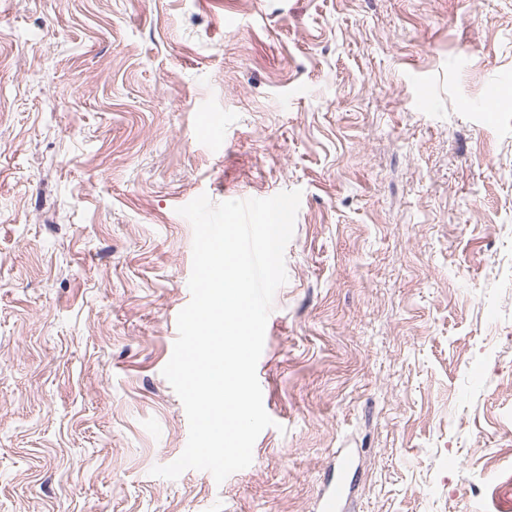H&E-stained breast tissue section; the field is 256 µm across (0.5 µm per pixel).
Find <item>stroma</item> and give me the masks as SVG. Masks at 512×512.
Wrapping results in <instances>:
<instances>
[{
  "label": "stroma",
  "instance_id": "stroma-1",
  "mask_svg": "<svg viewBox=\"0 0 512 512\" xmlns=\"http://www.w3.org/2000/svg\"><path fill=\"white\" fill-rule=\"evenodd\" d=\"M295 189L274 424L152 476L177 209ZM340 448L343 512H512V0H0V512H316Z\"/></svg>",
  "mask_w": 512,
  "mask_h": 512
}]
</instances>
